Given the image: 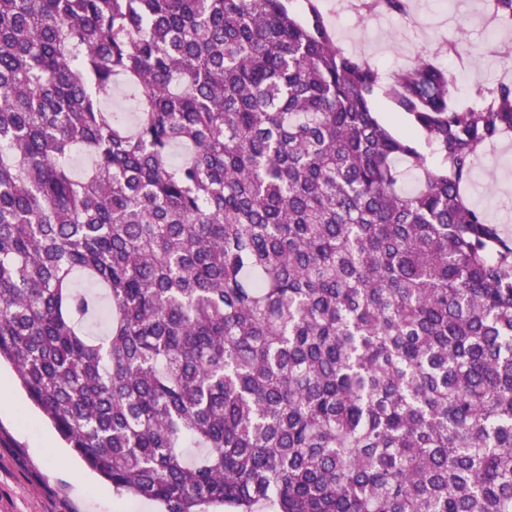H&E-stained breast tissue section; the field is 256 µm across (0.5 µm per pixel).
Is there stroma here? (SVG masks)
Segmentation results:
<instances>
[{
    "label": "stroma",
    "instance_id": "obj_1",
    "mask_svg": "<svg viewBox=\"0 0 512 512\" xmlns=\"http://www.w3.org/2000/svg\"><path fill=\"white\" fill-rule=\"evenodd\" d=\"M355 0H320L335 38L349 52L370 58L387 75L409 67L424 51L458 41L465 66L443 63L457 78L453 94L467 97L477 86L512 79V59L486 53L482 0H420L414 19L357 11ZM465 195L512 238V132L477 162V182ZM12 407L0 410V512H141V499L116 495L109 483L65 447L43 414L28 400L9 365L0 366Z\"/></svg>",
    "mask_w": 512,
    "mask_h": 512
}]
</instances>
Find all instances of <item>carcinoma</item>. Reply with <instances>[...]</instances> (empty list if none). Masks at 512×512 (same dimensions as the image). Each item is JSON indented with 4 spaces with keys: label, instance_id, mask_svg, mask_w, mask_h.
Returning a JSON list of instances; mask_svg holds the SVG:
<instances>
[{
    "label": "carcinoma",
    "instance_id": "obj_1",
    "mask_svg": "<svg viewBox=\"0 0 512 512\" xmlns=\"http://www.w3.org/2000/svg\"><path fill=\"white\" fill-rule=\"evenodd\" d=\"M451 84L348 52L319 0H0V361L117 495L512 512V239L462 191L512 81ZM376 103L380 121L387 125L395 134L403 135L410 129L408 119L394 112L390 103L382 95L377 97Z\"/></svg>",
    "mask_w": 512,
    "mask_h": 512
}]
</instances>
